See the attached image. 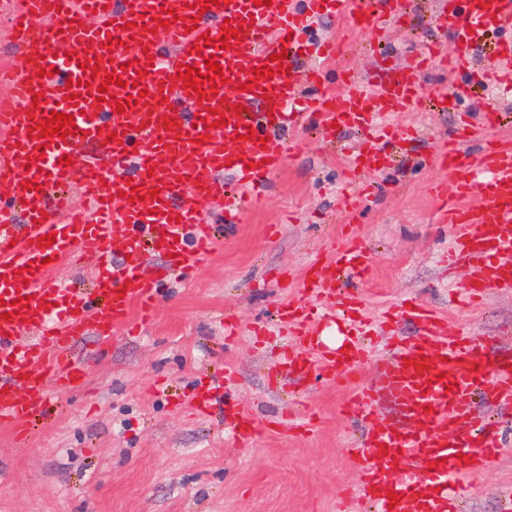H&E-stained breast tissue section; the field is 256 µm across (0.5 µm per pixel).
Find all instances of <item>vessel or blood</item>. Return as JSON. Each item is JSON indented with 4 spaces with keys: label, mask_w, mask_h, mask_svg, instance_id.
Instances as JSON below:
<instances>
[{
    "label": "vessel or blood",
    "mask_w": 512,
    "mask_h": 512,
    "mask_svg": "<svg viewBox=\"0 0 512 512\" xmlns=\"http://www.w3.org/2000/svg\"><path fill=\"white\" fill-rule=\"evenodd\" d=\"M174 21H166V11ZM338 13L357 29L378 26L374 0H16L11 27L32 62L17 72L0 70L9 107H0V425L24 437L35 414L51 395L83 384L87 360L77 351L86 337L105 344L113 331L153 317L158 280L144 274L147 253L160 255L174 274L206 262L215 248L197 202L223 201L224 221L238 219L241 200L226 189L222 173L257 195L267 177L285 162L282 132L304 113L317 114L324 129L339 126L362 132L359 150L347 162L362 178L387 165L382 146L398 136L386 120L410 112L423 101L421 77L435 64L471 71L472 53L488 46L489 70L466 88L441 94L448 111L459 109L462 94L493 88L512 95V0H446L438 25L452 43L432 46L387 80L343 73L342 92L322 93L323 61L340 51L327 39H311V17ZM237 38L221 48L223 25ZM320 64L304 75L292 70L299 53ZM282 54L283 73L258 76L270 57ZM216 59L225 82L187 88L181 67L202 70ZM115 84H106L107 76ZM198 111H189L191 103ZM72 116L66 138L42 137L39 126L51 112ZM480 127L461 119L455 141L435 148L440 168L456 183L458 202L444 203L441 223L455 236L449 264L466 261L472 276L465 289L477 301L485 288H512V264L498 254L512 245V143L489 141L461 160L459 143L480 136ZM98 145L80 164L64 156ZM74 186L90 212L73 209L66 194ZM481 197L480 205L466 197ZM55 234L50 246L40 237ZM95 259L91 291L53 280V265L84 268ZM367 274L363 248L347 239L334 256L312 259L304 288L312 295L336 294L341 271ZM29 297L28 306L18 300ZM330 321L344 339L331 348L320 339L321 318L303 304L289 305L294 349L284 366L304 375L347 381L354 361L367 357L362 344V301L340 297ZM409 315L420 324L418 338L378 362L381 390L357 388L349 410L361 412L386 400L399 417L367 420L364 448L357 453L359 490L376 512H455L457 472L489 464L499 446L492 423L474 415L476 391L512 406V359L492 358L475 337L451 333L420 302L399 304L387 313ZM220 388L200 392L190 409L205 416L223 409ZM397 501H390V493Z\"/></svg>",
    "instance_id": "1"
}]
</instances>
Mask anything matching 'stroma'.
Returning <instances> with one entry per match:
<instances>
[{
	"label": "stroma",
	"mask_w": 512,
	"mask_h": 512,
	"mask_svg": "<svg viewBox=\"0 0 512 512\" xmlns=\"http://www.w3.org/2000/svg\"><path fill=\"white\" fill-rule=\"evenodd\" d=\"M442 2L408 0L401 21L374 30L324 15L314 35L343 42L326 68L327 91L338 92L339 68L389 79L427 45L450 41L435 23ZM467 81L426 74L425 105L393 118L418 126L421 140L401 144L371 174L373 189L355 208L341 190L343 149L360 146L358 134L345 129L330 141L304 123L287 132L284 166L241 223H225L217 202L200 201L219 238L211 259L181 280L149 255L148 272L162 279L153 321L137 336L113 333L102 351L81 344L90 356L84 384L51 397L24 443L0 428V512H343V494L358 482L351 452L366 425L343 414L346 386L283 369L291 329L280 312L297 302L332 310V300L307 294L302 281L308 262L332 256L347 233L371 261L363 279L346 282L362 295L365 319L380 322L415 298L448 327L486 340L488 356L512 357V289H486L477 308L461 307L469 270L448 266L453 230L438 221L435 195L454 185L431 151L454 133L458 116L435 97ZM227 369L235 378L225 403L257 425L244 445L230 434L231 413L217 421L186 410L197 387ZM473 406L498 420L501 447L491 465L464 475L463 512H502L512 491V408L482 397ZM309 415L313 427L300 430Z\"/></svg>",
	"instance_id": "35a3bbf8"
}]
</instances>
